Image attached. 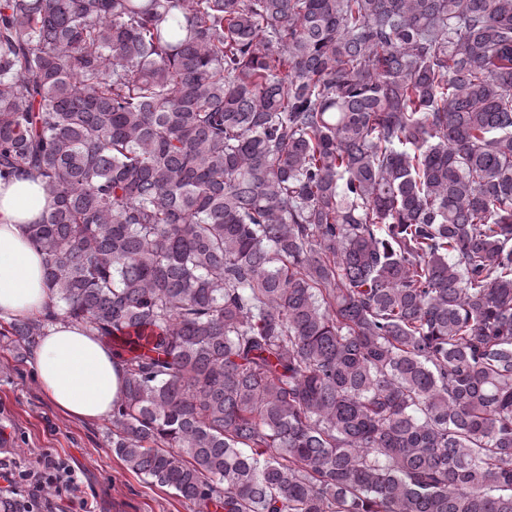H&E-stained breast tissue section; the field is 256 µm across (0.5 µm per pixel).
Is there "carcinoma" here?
<instances>
[{
  "mask_svg": "<svg viewBox=\"0 0 512 512\" xmlns=\"http://www.w3.org/2000/svg\"><path fill=\"white\" fill-rule=\"evenodd\" d=\"M195 512H512V0H0V178Z\"/></svg>",
  "mask_w": 512,
  "mask_h": 512,
  "instance_id": "carcinoma-1",
  "label": "carcinoma"
}]
</instances>
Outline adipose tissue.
Returning a JSON list of instances; mask_svg holds the SVG:
<instances>
[{"label":"adipose tissue","instance_id":"adipose-tissue-1","mask_svg":"<svg viewBox=\"0 0 512 512\" xmlns=\"http://www.w3.org/2000/svg\"><path fill=\"white\" fill-rule=\"evenodd\" d=\"M46 206L40 186L20 178L0 184V318H31L49 303L43 254L25 227ZM44 396L80 422L111 418L124 389V370L111 343L62 318L44 336L35 359Z\"/></svg>","mask_w":512,"mask_h":512}]
</instances>
